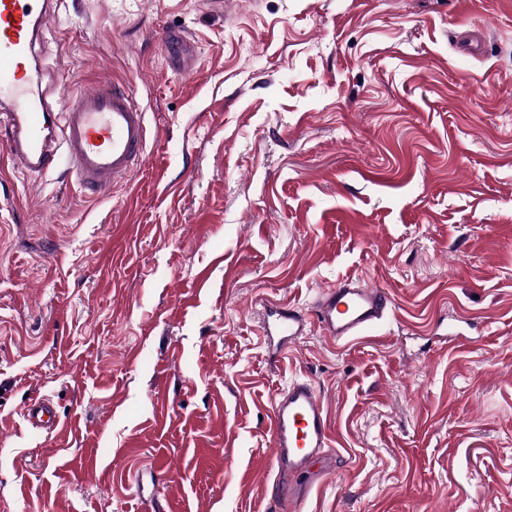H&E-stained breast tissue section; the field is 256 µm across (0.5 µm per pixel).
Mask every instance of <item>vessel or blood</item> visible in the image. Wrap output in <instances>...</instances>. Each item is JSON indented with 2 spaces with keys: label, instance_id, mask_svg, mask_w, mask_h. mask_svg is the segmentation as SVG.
<instances>
[{
  "label": "vessel or blood",
  "instance_id": "vessel-or-blood-1",
  "mask_svg": "<svg viewBox=\"0 0 512 512\" xmlns=\"http://www.w3.org/2000/svg\"><path fill=\"white\" fill-rule=\"evenodd\" d=\"M58 0H0V138L6 154L26 172L44 174L66 161L69 177L89 195H104L128 181L141 164L148 127L131 89L107 81L72 82L55 94L42 63L40 44L57 18ZM275 309L277 326L289 339L302 336L308 320L333 341L365 335L393 307L383 289L346 278L321 289L311 314L264 301ZM39 431L58 425L48 399L23 413ZM267 433L277 479L300 472L332 445L328 414L312 382L292 381L274 400Z\"/></svg>",
  "mask_w": 512,
  "mask_h": 512
}]
</instances>
